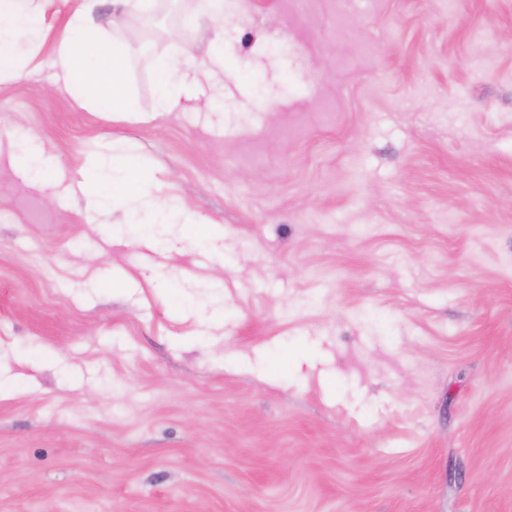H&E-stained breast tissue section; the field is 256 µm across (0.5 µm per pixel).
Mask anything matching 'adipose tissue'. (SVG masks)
<instances>
[{
	"label": "adipose tissue",
	"instance_id": "ef3b65f1",
	"mask_svg": "<svg viewBox=\"0 0 512 512\" xmlns=\"http://www.w3.org/2000/svg\"><path fill=\"white\" fill-rule=\"evenodd\" d=\"M98 0H74L64 34L54 45L52 66L58 80L82 108L102 107L110 112H129L133 101L123 80L126 58L121 45H108L102 28L94 19ZM49 28L41 6L29 0H0V77L22 76ZM224 58L210 55L205 69L223 68ZM193 60L177 62L166 55L154 60L158 85L155 109L170 112L188 99L199 71ZM112 170L139 194L126 200V208L147 214L151 223L190 224L193 216L183 207L158 201L148 188L139 163L116 159Z\"/></svg>",
	"mask_w": 512,
	"mask_h": 512
}]
</instances>
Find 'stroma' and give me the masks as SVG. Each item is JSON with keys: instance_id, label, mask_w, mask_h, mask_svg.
<instances>
[{"instance_id": "stroma-1", "label": "stroma", "mask_w": 512, "mask_h": 512, "mask_svg": "<svg viewBox=\"0 0 512 512\" xmlns=\"http://www.w3.org/2000/svg\"><path fill=\"white\" fill-rule=\"evenodd\" d=\"M94 17L133 111L0 81V512H512V0ZM146 45L224 71L158 112ZM15 147V160L18 165L35 175L43 173L44 164L31 136L26 133H20L15 139ZM114 172L121 180L138 188V196L126 200L122 204L127 209L147 214L150 220L147 222L148 224H198L183 207L158 201L148 188L142 168L137 161L129 158H112V178Z\"/></svg>"}]
</instances>
